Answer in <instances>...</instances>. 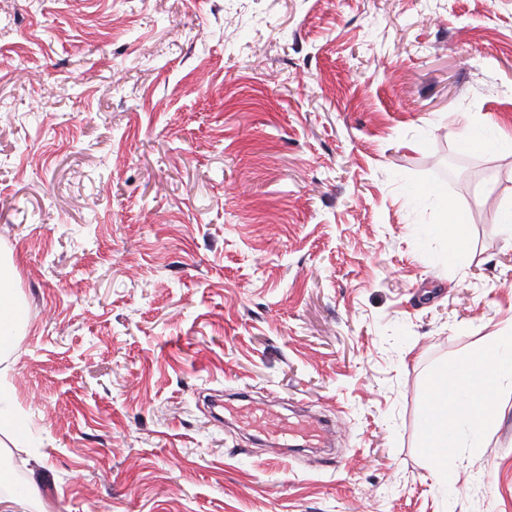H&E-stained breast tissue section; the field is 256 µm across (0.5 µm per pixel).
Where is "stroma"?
<instances>
[{"label":"stroma","instance_id":"stroma-1","mask_svg":"<svg viewBox=\"0 0 512 512\" xmlns=\"http://www.w3.org/2000/svg\"><path fill=\"white\" fill-rule=\"evenodd\" d=\"M472 127L512 134V0H0L34 512H512V394L447 480L422 439L433 377L512 323V150ZM238 392L332 454L224 425ZM446 222L440 224L439 232L448 236L451 242V249L448 253V260L454 261L458 258L459 252L468 239L467 225L461 214L452 206L446 204ZM448 216V217H447Z\"/></svg>","mask_w":512,"mask_h":512}]
</instances>
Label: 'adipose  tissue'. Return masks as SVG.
<instances>
[{
  "instance_id": "1",
  "label": "adipose tissue",
  "mask_w": 512,
  "mask_h": 512,
  "mask_svg": "<svg viewBox=\"0 0 512 512\" xmlns=\"http://www.w3.org/2000/svg\"><path fill=\"white\" fill-rule=\"evenodd\" d=\"M26 324V309L15 285L13 267L0 263V363L9 361L18 333ZM511 369L512 324H508L475 348L465 361L432 381L422 426L436 479H443L448 471V453L457 443L461 424H468L477 436L496 426L502 380Z\"/></svg>"
}]
</instances>
